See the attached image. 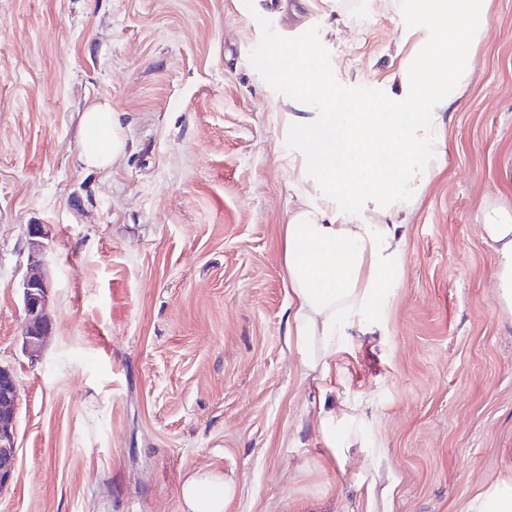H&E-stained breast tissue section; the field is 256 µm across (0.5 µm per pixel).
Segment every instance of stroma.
Wrapping results in <instances>:
<instances>
[{
  "label": "stroma",
  "instance_id": "obj_1",
  "mask_svg": "<svg viewBox=\"0 0 512 512\" xmlns=\"http://www.w3.org/2000/svg\"><path fill=\"white\" fill-rule=\"evenodd\" d=\"M408 23L402 0H0V366L20 384L0 512H182L197 468L237 479L227 512H460L512 474V321L479 222L512 209V0H492L401 284L340 362L332 399L372 413L342 469L317 466L319 392L288 347L282 226L312 186L288 183L292 90L258 70L310 42L338 110L378 101ZM96 100L127 136L105 172L80 160ZM32 224L52 323L34 357ZM28 234L31 239L32 255L21 285L24 311L21 336L25 350L34 355L45 339L50 336L52 328L51 322L45 314L49 283L45 274L40 270V261L36 259V255L43 247V242L40 239L46 235L44 225H30Z\"/></svg>",
  "mask_w": 512,
  "mask_h": 512
}]
</instances>
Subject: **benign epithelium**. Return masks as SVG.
Instances as JSON below:
<instances>
[{
  "mask_svg": "<svg viewBox=\"0 0 512 512\" xmlns=\"http://www.w3.org/2000/svg\"><path fill=\"white\" fill-rule=\"evenodd\" d=\"M28 234L32 255L22 279L24 321L21 336L25 350L34 354L50 336L51 322L45 314L49 283L40 270V261L36 259L43 247L44 225H30ZM19 400V384L15 372L0 366V489L19 478L15 445Z\"/></svg>",
  "mask_w": 512,
  "mask_h": 512,
  "instance_id": "1",
  "label": "benign epithelium"
}]
</instances>
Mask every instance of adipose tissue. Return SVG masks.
<instances>
[{"instance_id":"obj_1","label":"adipose tissue","mask_w":512,"mask_h":512,"mask_svg":"<svg viewBox=\"0 0 512 512\" xmlns=\"http://www.w3.org/2000/svg\"><path fill=\"white\" fill-rule=\"evenodd\" d=\"M490 2L403 0L426 35L398 39L403 61L387 78L386 99L374 108L337 111L332 72L313 45L300 43L270 58L280 82L321 106L285 115L299 145L290 178L312 182L314 194L291 210L283 226L292 297L288 344L304 376L317 384L342 376L345 341L369 332L377 301L400 285L412 203L442 168L443 114L459 102L474 70ZM80 123L85 164L110 168L127 143L117 114L108 102L96 101L81 112ZM481 228L496 255L499 304L512 317V212L485 208ZM368 423L362 404L321 400V468L342 465L351 428ZM236 492L223 472L198 469L181 482L179 498L184 512H227ZM463 512H512V476L485 485Z\"/></svg>"}]
</instances>
